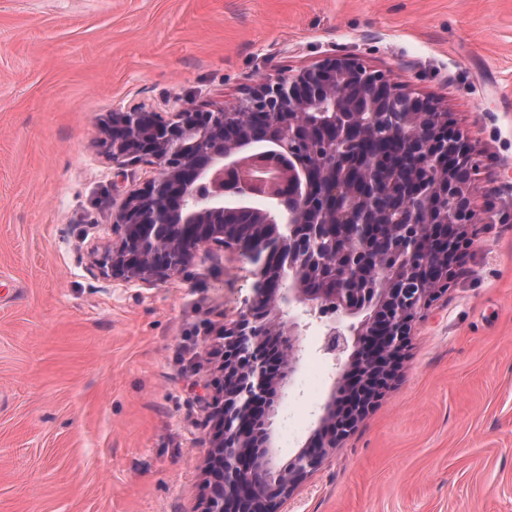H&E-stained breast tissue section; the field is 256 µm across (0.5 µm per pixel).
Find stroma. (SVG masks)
Masks as SVG:
<instances>
[{"label":"stroma","mask_w":512,"mask_h":512,"mask_svg":"<svg viewBox=\"0 0 512 512\" xmlns=\"http://www.w3.org/2000/svg\"><path fill=\"white\" fill-rule=\"evenodd\" d=\"M440 101L468 137L469 244L395 381L290 512H512V0H0V512H203L229 251L163 283L102 276L115 110L213 109L329 55ZM313 323L285 402L315 428L333 362Z\"/></svg>","instance_id":"obj_1"}]
</instances>
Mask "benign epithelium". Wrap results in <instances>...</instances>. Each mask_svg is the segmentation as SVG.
<instances>
[{"instance_id": "7a95c632", "label": "benign epithelium", "mask_w": 512, "mask_h": 512, "mask_svg": "<svg viewBox=\"0 0 512 512\" xmlns=\"http://www.w3.org/2000/svg\"><path fill=\"white\" fill-rule=\"evenodd\" d=\"M421 164L398 175L345 151L384 127ZM112 165L158 177L112 210L101 274L164 282L202 252L252 266L250 293L224 323L206 512H287L296 488L383 396L417 315L448 290L472 224V153L448 110L352 55H331L232 107L115 111L102 123ZM328 399L287 462L271 415L322 320Z\"/></svg>"}]
</instances>
